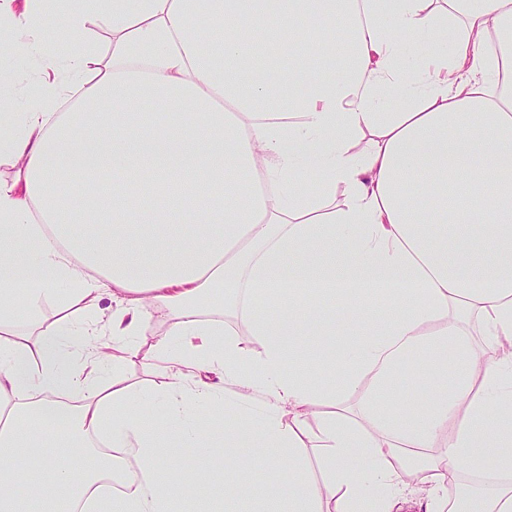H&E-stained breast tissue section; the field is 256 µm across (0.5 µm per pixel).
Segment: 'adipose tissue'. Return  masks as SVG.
<instances>
[{
	"label": "adipose tissue",
	"instance_id": "1",
	"mask_svg": "<svg viewBox=\"0 0 512 512\" xmlns=\"http://www.w3.org/2000/svg\"><path fill=\"white\" fill-rule=\"evenodd\" d=\"M47 17L66 58L39 53ZM2 21L42 88L0 118L22 165L0 183V512L24 485L30 512H211L214 471L254 512H512V0H0ZM73 168L110 181L75 199ZM145 351L158 418L120 373ZM418 361L420 410L391 393ZM295 473L290 468L265 470L257 468L252 471L251 479L257 486L267 488L270 486H280L281 488L288 487L289 482L293 479Z\"/></svg>",
	"mask_w": 512,
	"mask_h": 512
}]
</instances>
